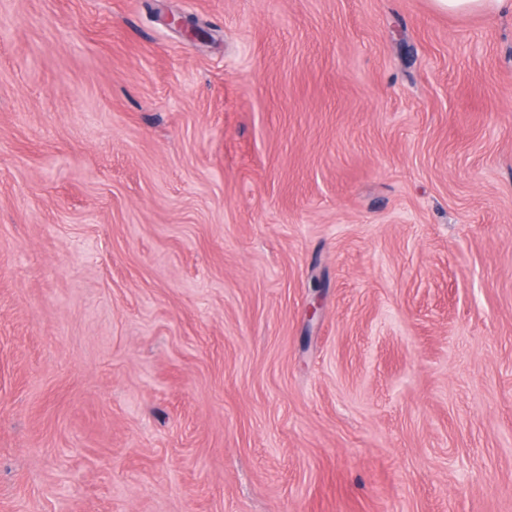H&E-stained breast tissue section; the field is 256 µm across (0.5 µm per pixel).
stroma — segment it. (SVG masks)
Wrapping results in <instances>:
<instances>
[{
  "instance_id": "1",
  "label": "stroma",
  "mask_w": 512,
  "mask_h": 512,
  "mask_svg": "<svg viewBox=\"0 0 512 512\" xmlns=\"http://www.w3.org/2000/svg\"><path fill=\"white\" fill-rule=\"evenodd\" d=\"M0 512H512V16L0 0Z\"/></svg>"
}]
</instances>
